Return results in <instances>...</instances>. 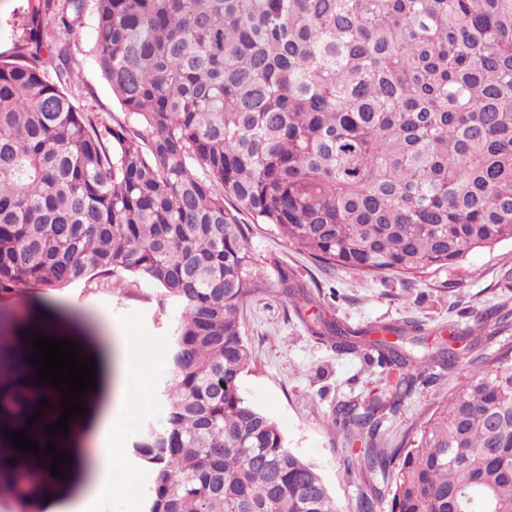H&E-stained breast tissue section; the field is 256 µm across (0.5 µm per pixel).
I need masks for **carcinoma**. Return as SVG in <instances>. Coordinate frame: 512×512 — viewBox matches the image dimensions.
<instances>
[{
  "mask_svg": "<svg viewBox=\"0 0 512 512\" xmlns=\"http://www.w3.org/2000/svg\"><path fill=\"white\" fill-rule=\"evenodd\" d=\"M86 0H23L0 60V294L131 273L179 310L160 397L165 427L133 442L148 512H337L314 464L242 395L239 310L257 292L249 225L274 227L323 269L438 270L512 240V0H94L98 67L125 112L99 129L67 86ZM297 316L314 303L284 289ZM512 326L498 305L470 334ZM308 330L338 354L400 371L331 422L399 463L390 512H512V351L469 365L411 447L377 448L432 364L460 366L414 322ZM0 351L18 425L28 320Z\"/></svg>",
  "mask_w": 512,
  "mask_h": 512,
  "instance_id": "obj_1",
  "label": "carcinoma"
}]
</instances>
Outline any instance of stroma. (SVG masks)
I'll list each match as a JSON object with an SVG mask.
<instances>
[{
    "label": "stroma",
    "mask_w": 512,
    "mask_h": 512,
    "mask_svg": "<svg viewBox=\"0 0 512 512\" xmlns=\"http://www.w3.org/2000/svg\"><path fill=\"white\" fill-rule=\"evenodd\" d=\"M95 40V12L89 5L70 37V91L76 105L108 124L125 114L95 61ZM248 248L258 291L240 311L250 352L242 376L244 397L279 423L289 448L318 467L338 512H359L361 494L373 489L381 493L377 512H390L388 492L397 469L371 476L348 471L351 452L342 431L331 423L338 403L369 400L386 390L389 376L315 339L281 300L280 275L288 273L292 283L319 292L321 310L354 328L409 321L432 334L448 328L461 331L488 307L503 304L512 310V241L414 277L323 271L266 224L251 225ZM0 308L44 319L62 317L63 335L80 336L97 358L107 346H120L122 337H138L141 361L148 369L169 362L171 328L178 316L156 287L130 274L109 283L95 279L63 290L46 289L23 304L0 295ZM465 377V370L457 368L441 372L435 383L417 385L397 412L382 417L378 446L396 448L416 440L442 398ZM18 483L16 473H0V512H42L41 476L29 475L23 489Z\"/></svg>",
    "instance_id": "1"
}]
</instances>
